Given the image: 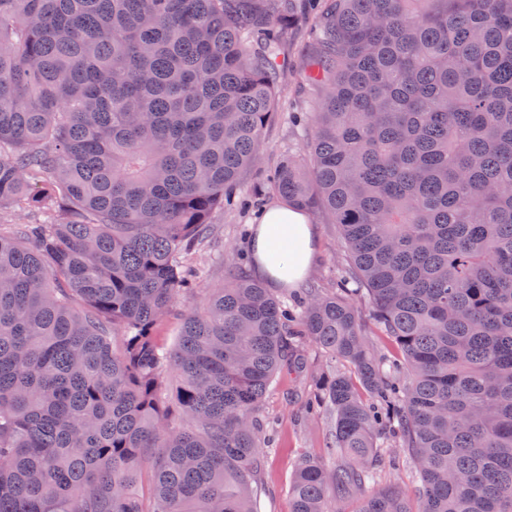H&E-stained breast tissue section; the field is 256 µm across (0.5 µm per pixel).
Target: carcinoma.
<instances>
[{"label": "carcinoma", "instance_id": "carcinoma-1", "mask_svg": "<svg viewBox=\"0 0 512 512\" xmlns=\"http://www.w3.org/2000/svg\"><path fill=\"white\" fill-rule=\"evenodd\" d=\"M302 20L320 100L308 158L271 186L338 226L350 282L294 309L240 268L169 351L154 329L256 161ZM17 207L38 221L0 227V512H257V415L301 367L297 336L376 402L319 379L343 458L299 463L293 512H410L368 492L385 430L420 512H512V0H0V211ZM354 306L360 313L363 328L364 339L376 357L390 355L393 351L392 346L386 336L376 327L369 316V309L364 300L352 299Z\"/></svg>", "mask_w": 512, "mask_h": 512}]
</instances>
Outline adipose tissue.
Masks as SVG:
<instances>
[{
	"instance_id": "obj_1",
	"label": "adipose tissue",
	"mask_w": 512,
	"mask_h": 512,
	"mask_svg": "<svg viewBox=\"0 0 512 512\" xmlns=\"http://www.w3.org/2000/svg\"><path fill=\"white\" fill-rule=\"evenodd\" d=\"M251 246L259 271L279 287L301 282L318 257L314 225L302 211L281 205L264 211Z\"/></svg>"
}]
</instances>
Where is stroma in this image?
<instances>
[{
    "mask_svg": "<svg viewBox=\"0 0 512 512\" xmlns=\"http://www.w3.org/2000/svg\"><path fill=\"white\" fill-rule=\"evenodd\" d=\"M313 89L287 77L281 89L282 112L266 127L259 158L248 168L239 184L241 196L258 199L261 206L279 204L277 195L265 192L268 174L291 153H301L304 132L288 119L293 109L310 110ZM319 241V256L307 277V284L318 287L325 296L335 295L340 277L350 266L348 252L337 225L329 223L318 211L310 212ZM259 218L256 209L217 210L210 222L214 235L194 256L203 283L209 287L224 284L236 271L237 253L247 251L245 231L254 229ZM303 366L292 373L275 377L259 413L261 456L258 498L260 512H292L289 488L299 460L310 458L331 463L334 417L330 411L308 413L306 406L316 391L315 380L323 373L340 372L356 377L355 368L344 361L332 360L317 345L302 340Z\"/></svg>",
    "mask_w": 512,
    "mask_h": 512,
    "instance_id": "1",
    "label": "stroma"
}]
</instances>
